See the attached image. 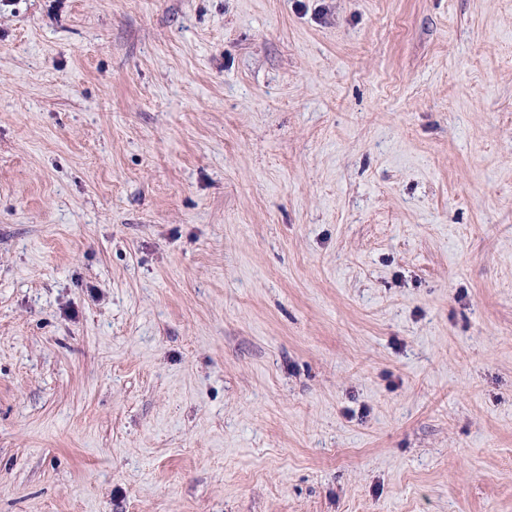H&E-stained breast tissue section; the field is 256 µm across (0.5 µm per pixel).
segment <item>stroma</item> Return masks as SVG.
<instances>
[{
	"mask_svg": "<svg viewBox=\"0 0 512 512\" xmlns=\"http://www.w3.org/2000/svg\"><path fill=\"white\" fill-rule=\"evenodd\" d=\"M0 512H512V0H0Z\"/></svg>",
	"mask_w": 512,
	"mask_h": 512,
	"instance_id": "1",
	"label": "stroma"
}]
</instances>
